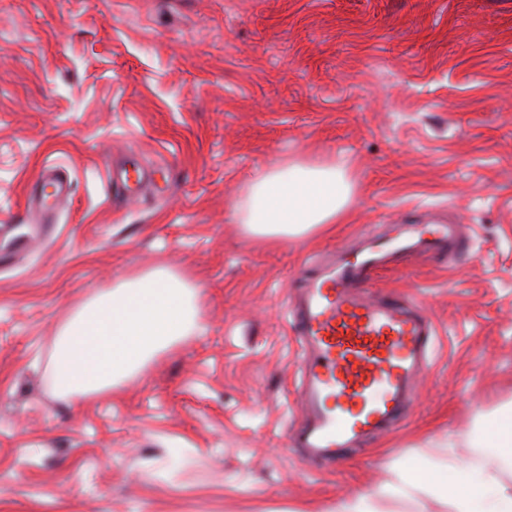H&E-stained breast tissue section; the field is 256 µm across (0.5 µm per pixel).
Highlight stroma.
<instances>
[{
	"instance_id": "1",
	"label": "stroma",
	"mask_w": 512,
	"mask_h": 512,
	"mask_svg": "<svg viewBox=\"0 0 512 512\" xmlns=\"http://www.w3.org/2000/svg\"><path fill=\"white\" fill-rule=\"evenodd\" d=\"M115 160L153 183L115 195ZM294 161L346 168L345 222L249 236V180ZM46 165L71 195L37 224ZM431 216L476 233L368 286L435 317L418 397L393 431L300 464L303 268ZM152 269L197 286L200 327L120 388L56 396L60 324ZM510 397L512 0H0V512H322Z\"/></svg>"
}]
</instances>
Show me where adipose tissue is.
Masks as SVG:
<instances>
[{
	"label": "adipose tissue",
	"instance_id": "ef3b65f1",
	"mask_svg": "<svg viewBox=\"0 0 512 512\" xmlns=\"http://www.w3.org/2000/svg\"><path fill=\"white\" fill-rule=\"evenodd\" d=\"M355 185L333 163H287L257 173L250 181V206L239 218L253 236L293 241L341 223ZM198 291L179 273H139L97 293L61 325L49 366L55 393L68 399L114 389L143 372L160 354L199 326ZM481 456L460 467L454 438L442 457L430 460L423 476L401 465L375 491L351 494L324 512H383L385 503L426 501L442 512H512V483L501 470L512 466V399L483 415L465 434Z\"/></svg>",
	"mask_w": 512,
	"mask_h": 512
}]
</instances>
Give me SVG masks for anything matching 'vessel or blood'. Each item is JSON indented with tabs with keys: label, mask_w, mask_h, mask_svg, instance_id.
<instances>
[{
	"label": "vessel or blood",
	"mask_w": 512,
	"mask_h": 512,
	"mask_svg": "<svg viewBox=\"0 0 512 512\" xmlns=\"http://www.w3.org/2000/svg\"><path fill=\"white\" fill-rule=\"evenodd\" d=\"M150 179L144 168L112 169V186L121 192H137ZM70 192L69 182L48 168L28 202L48 215ZM470 239V227L462 224H408L389 241L361 234L355 250L338 251L333 262L305 271L288 304L302 353V413L288 445L300 461L334 462L340 449L403 419L429 361L435 320L419 302L374 297L367 286L405 256H452Z\"/></svg>",
	"instance_id": "b4317fda"
}]
</instances>
